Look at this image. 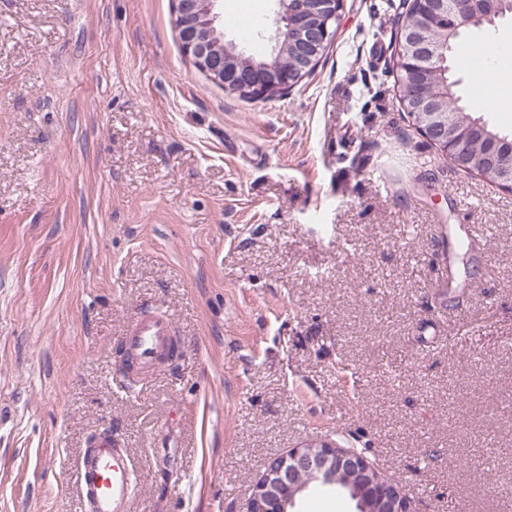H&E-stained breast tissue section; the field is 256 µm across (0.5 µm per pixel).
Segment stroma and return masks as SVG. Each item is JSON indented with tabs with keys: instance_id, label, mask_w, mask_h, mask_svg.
Masks as SVG:
<instances>
[{
	"instance_id": "stroma-1",
	"label": "stroma",
	"mask_w": 512,
	"mask_h": 512,
	"mask_svg": "<svg viewBox=\"0 0 512 512\" xmlns=\"http://www.w3.org/2000/svg\"><path fill=\"white\" fill-rule=\"evenodd\" d=\"M399 3L344 0L312 75L244 101L172 0H0V512H88L73 471L107 427L140 512H246L318 435L420 512H512V192L410 126ZM216 10L269 56L226 17L270 30L279 0ZM461 45L512 54V16ZM146 306L180 353L115 387Z\"/></svg>"
}]
</instances>
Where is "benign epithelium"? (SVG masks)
I'll return each instance as SVG.
<instances>
[{
    "label": "benign epithelium",
    "mask_w": 512,
    "mask_h": 512,
    "mask_svg": "<svg viewBox=\"0 0 512 512\" xmlns=\"http://www.w3.org/2000/svg\"><path fill=\"white\" fill-rule=\"evenodd\" d=\"M216 0H174L175 27L183 52L209 80L230 93L264 99L293 88L315 69L336 36L343 0H281L282 12L268 40L270 57L262 62L224 42L213 13ZM459 11L461 21L441 32L444 16ZM512 11V0H402L396 18L394 75L406 89L401 101L413 127L448 162L512 192V139L489 132L481 152L470 150L478 123L448 109L449 54L461 29L492 25ZM254 480L246 512H288L310 481L342 473L366 494L356 495L361 512H414L408 496L361 455L330 439H306L277 456Z\"/></svg>",
    "instance_id": "obj_1"
}]
</instances>
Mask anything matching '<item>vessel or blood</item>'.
I'll return each mask as SVG.
<instances>
[{
	"instance_id": "vessel-or-blood-1",
	"label": "vessel or blood",
	"mask_w": 512,
	"mask_h": 512,
	"mask_svg": "<svg viewBox=\"0 0 512 512\" xmlns=\"http://www.w3.org/2000/svg\"><path fill=\"white\" fill-rule=\"evenodd\" d=\"M124 351L137 374L155 373L164 355L177 348V328L171 315L140 311L126 326ZM133 460L119 441L97 435L80 458L75 483L89 512H133Z\"/></svg>"
}]
</instances>
